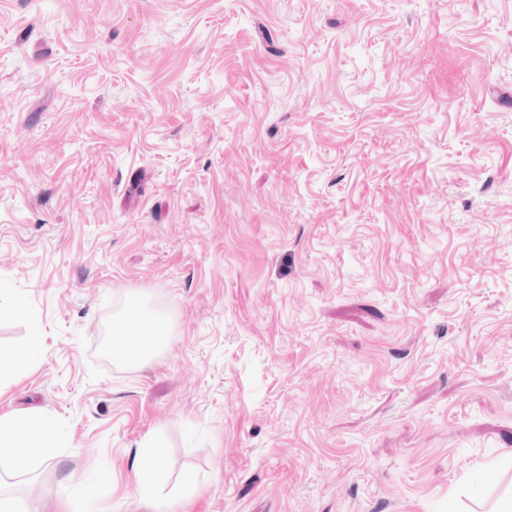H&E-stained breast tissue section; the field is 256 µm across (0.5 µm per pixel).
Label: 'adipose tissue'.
Masks as SVG:
<instances>
[{"instance_id":"adipose-tissue-1","label":"adipose tissue","mask_w":512,"mask_h":512,"mask_svg":"<svg viewBox=\"0 0 512 512\" xmlns=\"http://www.w3.org/2000/svg\"><path fill=\"white\" fill-rule=\"evenodd\" d=\"M114 358L144 365L164 347L168 335L165 321L146 314L141 305L125 309L112 325ZM40 351V334L32 332L28 342L8 352L0 351V387L15 383L32 366ZM64 442L48 431L35 413L0 416V512H19L9 482L41 466L56 465L57 448Z\"/></svg>"}]
</instances>
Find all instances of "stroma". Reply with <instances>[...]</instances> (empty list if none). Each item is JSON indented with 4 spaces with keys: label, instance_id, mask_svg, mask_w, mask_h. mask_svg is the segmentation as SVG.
Listing matches in <instances>:
<instances>
[{
    "label": "stroma",
    "instance_id": "stroma-1",
    "mask_svg": "<svg viewBox=\"0 0 512 512\" xmlns=\"http://www.w3.org/2000/svg\"><path fill=\"white\" fill-rule=\"evenodd\" d=\"M0 284L42 342L0 415L67 443L28 512H152L151 438L182 512L507 486L512 0H0ZM142 304H131L113 321L112 355L136 366L150 362L165 346L168 327L165 321L156 315L146 314ZM135 327L132 334L126 327ZM134 336V337H131ZM136 460L140 474V495L164 480L163 450L161 446L152 441H144L136 451Z\"/></svg>",
    "mask_w": 512,
    "mask_h": 512
}]
</instances>
